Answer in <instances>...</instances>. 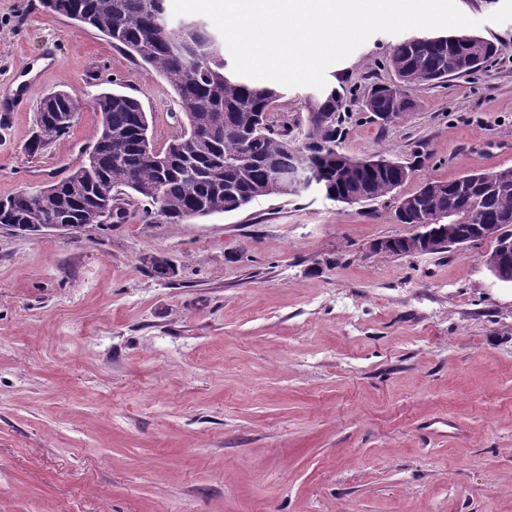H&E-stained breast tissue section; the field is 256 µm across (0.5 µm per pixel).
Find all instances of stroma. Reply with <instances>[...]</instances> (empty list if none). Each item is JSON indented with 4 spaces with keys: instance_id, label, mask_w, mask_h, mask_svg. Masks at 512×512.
Segmentation results:
<instances>
[{
    "instance_id": "1",
    "label": "stroma",
    "mask_w": 512,
    "mask_h": 512,
    "mask_svg": "<svg viewBox=\"0 0 512 512\" xmlns=\"http://www.w3.org/2000/svg\"><path fill=\"white\" fill-rule=\"evenodd\" d=\"M456 4L499 51L410 88L399 123L365 101L414 31L327 71L341 149L412 165L404 195L512 167V0ZM33 67L27 109L0 127V197L81 164L103 90L140 100L156 147L181 130L151 67L40 0H0V100ZM50 90L85 106L33 155ZM394 206L309 192L183 224L134 204L74 234L0 230V512H512V285L487 242L374 251L414 231Z\"/></svg>"
}]
</instances>
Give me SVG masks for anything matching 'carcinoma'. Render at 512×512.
<instances>
[{"label": "carcinoma", "mask_w": 512, "mask_h": 512, "mask_svg": "<svg viewBox=\"0 0 512 512\" xmlns=\"http://www.w3.org/2000/svg\"><path fill=\"white\" fill-rule=\"evenodd\" d=\"M45 8L84 23L103 33L129 55L156 70L172 87L184 106L188 126L160 150L169 157L161 169L152 159L154 144L138 138L147 121L140 101L114 92L90 102L100 114L91 142L83 155L95 152L96 170L85 164L70 170L55 182L64 195L76 197L71 210L80 208L83 197L113 208V220L122 222L125 207L122 194L132 201L146 199L157 205V216L168 224H182L196 213L206 217L239 210L260 197L297 196L276 182V173L289 166H314L321 175V189L331 200L343 203L353 194L367 201L392 193L394 185L410 179L406 164L387 165L372 172L373 158H357L340 150L338 141L344 116V98L334 87L325 89L308 102L307 111L319 112L321 119L297 117L277 123L274 112L282 93L273 85H258L229 71L216 37L203 26L168 24L165 0H42ZM499 47L483 38L472 42L463 35L414 38L399 44L388 61L397 78L407 85L444 82L465 74L466 57H491ZM368 101L371 112H408L410 103L401 102L375 87ZM198 124L211 130L207 138L194 133ZM110 129L123 137V152L114 157L110 149L97 148L103 132ZM70 129H53L29 143L35 154ZM496 170L476 173L475 185L459 186L455 181L432 179L416 192L403 197L394 210L397 224L418 223L415 203L445 214L448 238L438 244L442 253L454 246L458 233L474 234L486 224L503 225L512 235V180L495 182ZM56 219L55 210L39 204L27 190L0 198V228L17 221L37 232Z\"/></svg>", "instance_id": "cac0c4a2"}]
</instances>
